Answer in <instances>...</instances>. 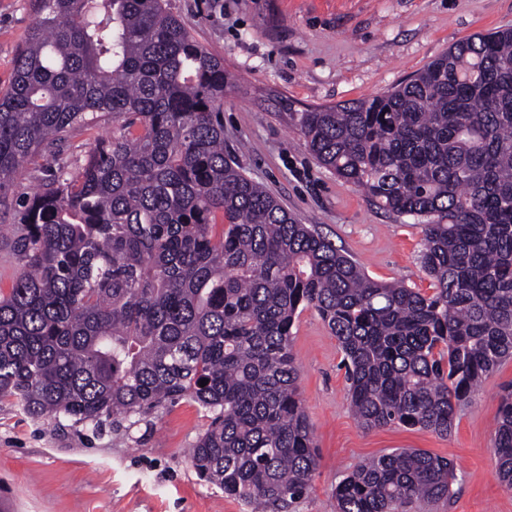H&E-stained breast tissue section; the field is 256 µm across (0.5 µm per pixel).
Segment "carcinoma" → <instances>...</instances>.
Returning a JSON list of instances; mask_svg holds the SVG:
<instances>
[{
	"mask_svg": "<svg viewBox=\"0 0 512 512\" xmlns=\"http://www.w3.org/2000/svg\"><path fill=\"white\" fill-rule=\"evenodd\" d=\"M224 62L169 0H39L0 92V208L21 261L0 291V399L79 421L190 398L216 412L190 451L204 480L288 512L317 466L292 328L315 310L367 429L440 435L512 357V29L458 43L369 98L289 113L314 159L423 225L426 296L378 282L224 152ZM112 120L74 170L71 131ZM38 157L58 165L10 202ZM208 380L201 387L199 382ZM512 489V392L494 434ZM453 461L383 453L336 512L452 497Z\"/></svg>",
	"mask_w": 512,
	"mask_h": 512,
	"instance_id": "cac0c4a2",
	"label": "carcinoma"
}]
</instances>
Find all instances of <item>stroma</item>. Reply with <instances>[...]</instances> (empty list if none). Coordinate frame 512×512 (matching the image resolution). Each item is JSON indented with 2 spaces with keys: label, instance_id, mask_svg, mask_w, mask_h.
Masks as SVG:
<instances>
[{
  "label": "stroma",
  "instance_id": "obj_1",
  "mask_svg": "<svg viewBox=\"0 0 512 512\" xmlns=\"http://www.w3.org/2000/svg\"><path fill=\"white\" fill-rule=\"evenodd\" d=\"M36 0H0V91L35 22ZM194 37L224 61V143L244 173L300 223L316 225L371 278L428 294L421 224L372 205L319 166L288 115L367 98L405 81L450 47L512 28V0H170ZM293 332L298 391L318 465L288 512H336L333 490L358 464L397 448L454 461L452 500L406 512H512L496 477L494 432L512 390V359L483 382L450 433L353 416L343 352L315 310ZM214 414L189 399L102 423L36 419L0 399V512H252L201 479L189 452Z\"/></svg>",
  "mask_w": 512,
  "mask_h": 512
}]
</instances>
